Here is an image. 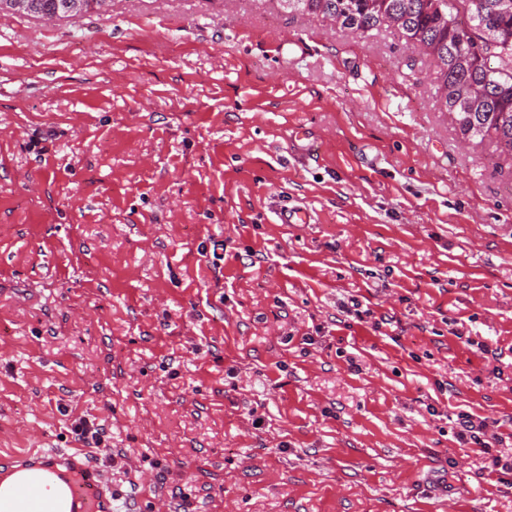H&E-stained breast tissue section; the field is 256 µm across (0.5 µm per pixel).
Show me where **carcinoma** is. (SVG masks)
Instances as JSON below:
<instances>
[{
    "mask_svg": "<svg viewBox=\"0 0 512 512\" xmlns=\"http://www.w3.org/2000/svg\"><path fill=\"white\" fill-rule=\"evenodd\" d=\"M16 12L82 17L108 0H23ZM281 10L328 18L365 34L382 26L433 47L440 100L461 135L512 159V0H273ZM459 87L475 93L472 112H453Z\"/></svg>",
    "mask_w": 512,
    "mask_h": 512,
    "instance_id": "cac0c4a2",
    "label": "carcinoma"
}]
</instances>
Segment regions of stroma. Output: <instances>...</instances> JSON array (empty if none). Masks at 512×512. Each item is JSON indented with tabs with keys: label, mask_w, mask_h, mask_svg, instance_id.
<instances>
[{
	"label": "stroma",
	"mask_w": 512,
	"mask_h": 512,
	"mask_svg": "<svg viewBox=\"0 0 512 512\" xmlns=\"http://www.w3.org/2000/svg\"><path fill=\"white\" fill-rule=\"evenodd\" d=\"M436 87L272 0L1 12L0 454L85 415L116 512H512L455 439L512 453V165ZM457 441L460 444H475L480 448L492 468L501 469L503 474L512 473V455H505L499 450H493V444L499 443L495 435L487 438L489 423L485 417L469 411H461L456 415ZM493 440V441H492ZM496 452V454H494ZM504 461V463H502ZM73 432L79 437L86 441L89 440V436L95 444L100 445L103 442V436L105 434L104 425L96 423V419L87 418L86 416H80L72 422Z\"/></svg>",
	"instance_id": "obj_1"
}]
</instances>
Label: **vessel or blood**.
Wrapping results in <instances>:
<instances>
[{
	"label": "vessel or blood",
	"mask_w": 512,
	"mask_h": 512,
	"mask_svg": "<svg viewBox=\"0 0 512 512\" xmlns=\"http://www.w3.org/2000/svg\"><path fill=\"white\" fill-rule=\"evenodd\" d=\"M12 483H0V512H113L115 494L79 448L0 457Z\"/></svg>",
	"instance_id": "1"
}]
</instances>
